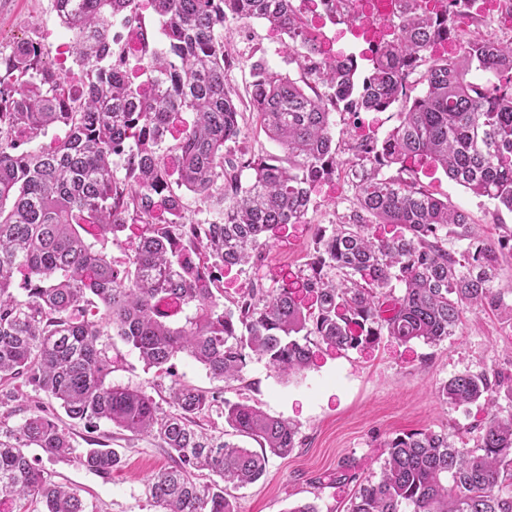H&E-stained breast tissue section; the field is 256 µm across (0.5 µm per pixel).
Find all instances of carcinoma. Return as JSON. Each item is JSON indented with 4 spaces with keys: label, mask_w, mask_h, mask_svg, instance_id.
<instances>
[{
    "label": "carcinoma",
    "mask_w": 512,
    "mask_h": 512,
    "mask_svg": "<svg viewBox=\"0 0 512 512\" xmlns=\"http://www.w3.org/2000/svg\"><path fill=\"white\" fill-rule=\"evenodd\" d=\"M51 2L72 33L76 77L57 72L33 40L0 49V407L22 387L46 397L20 424L0 421V512H24L16 509L21 501L44 512H89L76 490L51 480L26 452L73 454L57 405L74 424L103 421L160 442L171 465L147 480L158 512H236L224 487L199 484L197 473L252 484L268 455L297 447L294 425L216 392L175 382L174 410L166 412L146 393L107 381L112 335L149 369L162 371L184 354L226 382L253 358L279 374L299 373L310 365L314 338L338 350L384 333L435 344L468 309L512 320V303L494 288L512 267V231L481 239L468 212L405 176L407 163L429 160L512 212V42L469 41L452 56L435 55L437 42L472 20L459 0L449 16L431 11L428 0H403L391 43L372 53L362 76L355 63L312 66L318 45L294 0H149L166 45L147 57L142 83L110 36L114 19H139L140 0ZM243 19L287 35L306 77L301 86L261 62L251 66L250 107L280 155L248 148L228 86L224 30ZM417 72L423 90L413 97L409 78ZM475 72L493 80L479 84ZM398 103L397 124L383 140L364 137L351 147L352 206L318 229L303 267L278 288L257 283L221 302L218 273L262 265L269 233L305 223L313 186L336 173L333 113ZM185 111L194 120L174 147L176 184L208 208L204 220L186 218L160 154ZM57 126L66 135L52 148L30 147ZM396 164L397 174H386ZM160 211L168 214L162 224ZM128 224L141 226L140 239L119 269L106 245ZM370 224L400 231L374 238ZM452 240L467 245L452 251ZM17 274L21 295L13 291ZM163 303L177 305L184 319L168 320ZM504 387L512 397L501 372L482 370L450 378L437 396L455 407L480 400L494 407ZM215 407L264 452L204 431L199 419ZM384 448L379 477L359 486L347 512H512V416L490 414L471 449L456 447L445 430L397 435ZM79 461L109 475L121 458L91 449Z\"/></svg>",
    "instance_id": "carcinoma-1"
}]
</instances>
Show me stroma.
I'll use <instances>...</instances> for the list:
<instances>
[{"label": "stroma", "instance_id": "stroma-1", "mask_svg": "<svg viewBox=\"0 0 512 512\" xmlns=\"http://www.w3.org/2000/svg\"><path fill=\"white\" fill-rule=\"evenodd\" d=\"M228 50L235 65L229 81L245 92L254 62L290 75L304 76L284 52L285 34L258 20H233ZM64 28L50 0H0V46L24 38L42 40L48 56ZM335 140L341 166L336 175L318 182L312 192L307 221L292 224L269 242L259 268L223 272L225 299H233L261 281L276 288L286 273L297 272L313 247L318 227L338 223L353 198L352 175L346 167L349 147L361 137L384 139L395 126L393 111L336 113ZM417 179L436 197L466 210L481 238L494 241L512 229V212L475 196L430 165L416 169ZM311 368L284 376L265 361L251 360L241 380L211 379L205 369L185 355L170 362L168 372L146 369L137 353L115 343L112 383L138 388L168 408V388L179 382L205 390H221L225 400L246 402L298 427L300 443L288 456L270 457L257 483L232 489L236 512H290L312 502L320 512H346L349 499L365 479L377 478L389 438L425 430H447L458 447H474L489 410L483 403L456 408L441 402L437 389L450 377L493 368L512 376V321L488 311L465 313L453 336L436 344L400 342L380 336L361 349L337 351L314 346ZM72 442L76 453L112 448L122 458L119 468L102 476L77 461L56 462L39 449H29L54 481L76 489L91 512H156L147 500L144 483L167 466L169 457L157 441L132 435L107 423L77 426Z\"/></svg>", "mask_w": 512, "mask_h": 512}]
</instances>
